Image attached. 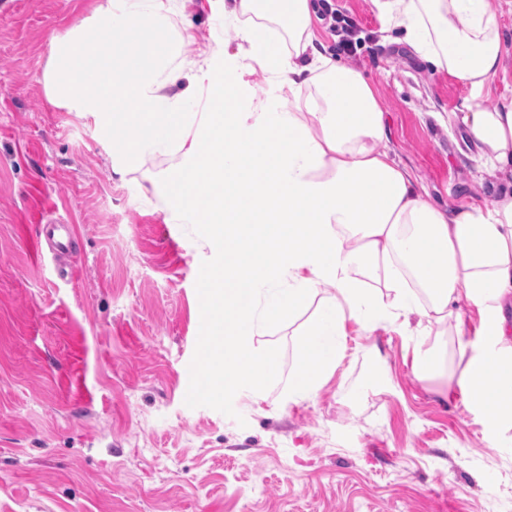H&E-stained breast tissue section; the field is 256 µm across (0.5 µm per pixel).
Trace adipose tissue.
I'll use <instances>...</instances> for the list:
<instances>
[{
	"mask_svg": "<svg viewBox=\"0 0 512 512\" xmlns=\"http://www.w3.org/2000/svg\"><path fill=\"white\" fill-rule=\"evenodd\" d=\"M385 28L433 73L471 89L489 86L512 52L501 18L512 0H371ZM170 0L106 7L90 31L55 39L45 93L91 120L126 175L175 151L168 174L183 183L160 199L194 224H220L224 246V387L259 400L277 378L261 340L320 284L331 286L297 348L288 394L314 398L345 352L348 324L414 333L412 370L433 371V325L454 322L457 388L490 447L512 431V97L465 105L456 125L478 145L491 179L485 206L446 208L379 148L385 117L363 73L315 46L312 0H233L244 58L288 89L256 99L243 69L217 50L182 56ZM253 210L280 223H243ZM479 322L466 331L463 305Z\"/></svg>",
	"mask_w": 512,
	"mask_h": 512,
	"instance_id": "adipose-tissue-1",
	"label": "adipose tissue"
}]
</instances>
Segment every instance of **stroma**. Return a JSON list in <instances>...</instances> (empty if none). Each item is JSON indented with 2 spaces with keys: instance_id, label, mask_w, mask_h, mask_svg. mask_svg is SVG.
<instances>
[{
  "instance_id": "stroma-1",
  "label": "stroma",
  "mask_w": 512,
  "mask_h": 512,
  "mask_svg": "<svg viewBox=\"0 0 512 512\" xmlns=\"http://www.w3.org/2000/svg\"><path fill=\"white\" fill-rule=\"evenodd\" d=\"M104 0H0V512H512V453L447 398L457 338L433 326L436 374L412 344L347 327L346 352L311 400L288 395L318 299L274 323L278 379L264 399L225 392L223 359L197 368L209 304L212 224L156 210L179 158L119 176L104 135L52 105L50 44L89 28ZM358 26L348 64L385 114L391 158L439 205L488 204L479 158L439 117L512 95V54L473 92L385 40L370 0H335ZM183 54L242 66L220 0H179ZM74 225L62 278L30 243L40 218Z\"/></svg>"
}]
</instances>
